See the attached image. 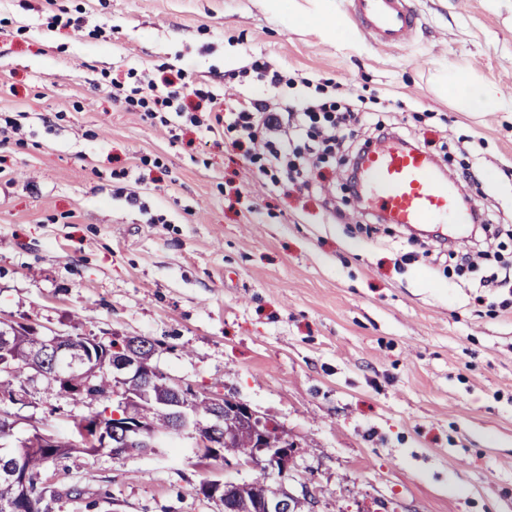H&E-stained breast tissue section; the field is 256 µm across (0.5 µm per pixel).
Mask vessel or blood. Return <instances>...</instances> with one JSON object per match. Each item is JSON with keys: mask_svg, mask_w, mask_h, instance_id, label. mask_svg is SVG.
Masks as SVG:
<instances>
[{"mask_svg": "<svg viewBox=\"0 0 512 512\" xmlns=\"http://www.w3.org/2000/svg\"><path fill=\"white\" fill-rule=\"evenodd\" d=\"M350 15L373 44L401 47L414 37L417 17L409 0H351ZM365 187L359 204L375 202L396 224H465L460 183L443 179L421 150L402 145L370 149L362 159Z\"/></svg>", "mask_w": 512, "mask_h": 512, "instance_id": "vessel-or-blood-1", "label": "vessel or blood"}]
</instances>
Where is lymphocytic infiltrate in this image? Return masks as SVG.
<instances>
[{
  "mask_svg": "<svg viewBox=\"0 0 512 512\" xmlns=\"http://www.w3.org/2000/svg\"><path fill=\"white\" fill-rule=\"evenodd\" d=\"M108 85L113 101L143 118L153 120L172 112L195 127L226 125L232 144L250 142L247 163L252 171L273 184L281 176L299 178L320 164L336 161L349 171L348 189H355L362 156L393 132L380 114L364 111L353 95H338L320 85L275 103L249 99L229 122L209 85L191 78L182 67L176 79L162 81L149 71L132 68L125 78L110 79Z\"/></svg>",
  "mask_w": 512,
  "mask_h": 512,
  "instance_id": "f902f5d3",
  "label": "lymphocytic infiltrate"
}]
</instances>
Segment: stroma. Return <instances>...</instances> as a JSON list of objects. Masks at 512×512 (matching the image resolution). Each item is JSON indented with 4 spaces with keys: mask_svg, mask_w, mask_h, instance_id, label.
Masks as SVG:
<instances>
[{
    "mask_svg": "<svg viewBox=\"0 0 512 512\" xmlns=\"http://www.w3.org/2000/svg\"><path fill=\"white\" fill-rule=\"evenodd\" d=\"M413 40L378 48L349 0L347 30L288 27L264 0H0V321L102 343L143 337L151 362L276 421L297 455L293 493L313 512H512V280L488 290L423 256L342 190L280 180L266 189L222 129L147 120L112 101L102 74L175 64L231 109L257 92L226 73L253 60L386 107L419 148L477 142L469 196L502 226L512 264V0H410ZM81 8L107 39L47 28ZM25 35H17L18 27ZM462 73L493 100L460 112L435 77ZM15 406L14 439L71 435L101 402ZM51 480L78 489L54 512H224L208 479L250 472L199 463L192 440L113 457L76 451Z\"/></svg>",
    "mask_w": 512,
    "mask_h": 512,
    "instance_id": "obj_1",
    "label": "stroma"
}]
</instances>
